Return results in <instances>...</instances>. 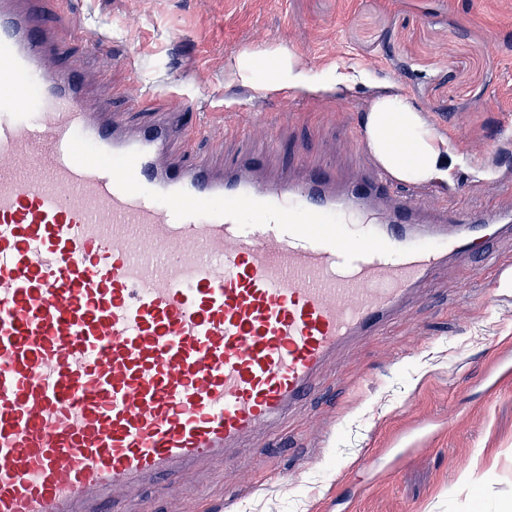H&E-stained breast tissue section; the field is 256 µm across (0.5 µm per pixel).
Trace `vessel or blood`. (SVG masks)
<instances>
[{
	"mask_svg": "<svg viewBox=\"0 0 512 512\" xmlns=\"http://www.w3.org/2000/svg\"><path fill=\"white\" fill-rule=\"evenodd\" d=\"M57 36L0 0V512H111L227 462L456 256L512 230L424 213L374 172L259 180L172 162L176 120L90 109Z\"/></svg>",
	"mask_w": 512,
	"mask_h": 512,
	"instance_id": "vessel-or-blood-1",
	"label": "vessel or blood"
}]
</instances>
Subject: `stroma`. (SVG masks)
Wrapping results in <instances>:
<instances>
[{"mask_svg":"<svg viewBox=\"0 0 512 512\" xmlns=\"http://www.w3.org/2000/svg\"><path fill=\"white\" fill-rule=\"evenodd\" d=\"M58 65L83 78L90 108L136 132L177 111L215 168L265 154L259 178L320 163L344 181L375 169L359 131L379 93L405 94L447 136L456 161L425 202L512 215V0H40ZM103 34L72 41L74 22ZM293 53L315 90L262 92L242 52ZM143 109L126 99L141 84ZM512 235L441 268L386 334L345 346L319 390L273 429L175 480L131 490L121 512H512V379L484 378L512 352Z\"/></svg>","mask_w":512,"mask_h":512,"instance_id":"35a3bbf8","label":"stroma"}]
</instances>
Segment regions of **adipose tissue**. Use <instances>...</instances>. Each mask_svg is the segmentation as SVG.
Instances as JSON below:
<instances>
[{
    "mask_svg": "<svg viewBox=\"0 0 512 512\" xmlns=\"http://www.w3.org/2000/svg\"><path fill=\"white\" fill-rule=\"evenodd\" d=\"M239 74L243 81L264 91L309 83L295 56L277 53L265 57L243 54ZM364 140L377 164L401 182L427 185L445 180L454 161L447 138L398 92L371 100L365 114Z\"/></svg>",
    "mask_w": 512,
    "mask_h": 512,
    "instance_id": "ef3b65f1",
    "label": "adipose tissue"
}]
</instances>
